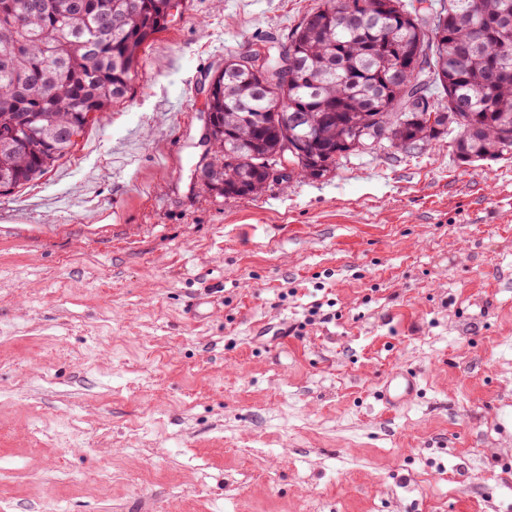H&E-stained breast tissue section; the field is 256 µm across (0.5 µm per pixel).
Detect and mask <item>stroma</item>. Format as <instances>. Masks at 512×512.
<instances>
[{"instance_id":"stroma-1","label":"stroma","mask_w":512,"mask_h":512,"mask_svg":"<svg viewBox=\"0 0 512 512\" xmlns=\"http://www.w3.org/2000/svg\"><path fill=\"white\" fill-rule=\"evenodd\" d=\"M320 3L182 0L127 97L0 195V512H512V159L195 174L225 57ZM415 388V376L407 370L397 368L386 381L383 398L387 403L406 400L413 396Z\"/></svg>"}]
</instances>
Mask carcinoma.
Returning a JSON list of instances; mask_svg holds the SVG:
<instances>
[{
    "instance_id": "carcinoma-1",
    "label": "carcinoma",
    "mask_w": 512,
    "mask_h": 512,
    "mask_svg": "<svg viewBox=\"0 0 512 512\" xmlns=\"http://www.w3.org/2000/svg\"><path fill=\"white\" fill-rule=\"evenodd\" d=\"M364 15L350 25L343 4ZM0 0V135L26 122L24 145L0 139V195L44 176L66 157L97 114L124 99L140 52L165 30L168 0ZM322 0L326 25L302 18L288 37L296 75L288 90L269 91L249 73L236 98L224 82L212 94L214 143L199 162L212 188L223 170L224 196L264 190L260 161L301 135L293 174L317 180L360 152L357 133L390 134L378 147L410 149L450 137L464 163L512 158V0ZM403 69L396 71V63ZM435 119H430V115ZM252 143L256 157L235 147Z\"/></svg>"
}]
</instances>
